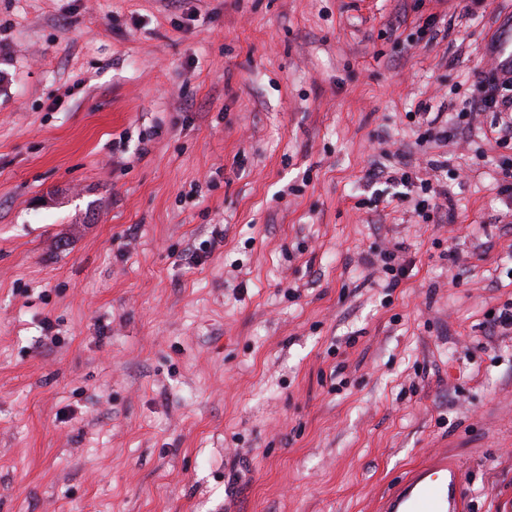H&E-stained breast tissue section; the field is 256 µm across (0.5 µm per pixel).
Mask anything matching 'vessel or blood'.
I'll list each match as a JSON object with an SVG mask.
<instances>
[{
	"mask_svg": "<svg viewBox=\"0 0 512 512\" xmlns=\"http://www.w3.org/2000/svg\"><path fill=\"white\" fill-rule=\"evenodd\" d=\"M466 487L447 455L427 458L378 501L376 512H466Z\"/></svg>",
	"mask_w": 512,
	"mask_h": 512,
	"instance_id": "b4317fda",
	"label": "vessel or blood"
}]
</instances>
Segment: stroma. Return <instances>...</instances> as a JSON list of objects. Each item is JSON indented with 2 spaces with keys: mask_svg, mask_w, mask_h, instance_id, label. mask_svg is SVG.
<instances>
[{
  "mask_svg": "<svg viewBox=\"0 0 512 512\" xmlns=\"http://www.w3.org/2000/svg\"><path fill=\"white\" fill-rule=\"evenodd\" d=\"M463 6L0 0V512H374L442 451L512 512V149L457 135L512 0ZM398 164L402 165V168H398V171H395L394 173H400V176H393L392 179L399 181L400 184L410 193L413 192L412 188L414 187L420 190L421 194H418V199L415 203V211L417 212V215L422 219L429 220L432 214H434V210H436V213L437 210H439V205L436 203L432 204L430 201L442 193L437 192L434 188H432V185L428 180L419 178L415 172L405 170V168L413 167L409 162L404 163L400 158ZM415 180H419V185H416L417 183H415ZM402 252V247L394 245L392 250L384 254L382 266L385 278L383 279L384 285L382 288H397L407 275V264L405 260L401 259L399 254Z\"/></svg>",
  "mask_w": 512,
  "mask_h": 512,
  "instance_id": "35a3bbf8",
  "label": "stroma"
}]
</instances>
